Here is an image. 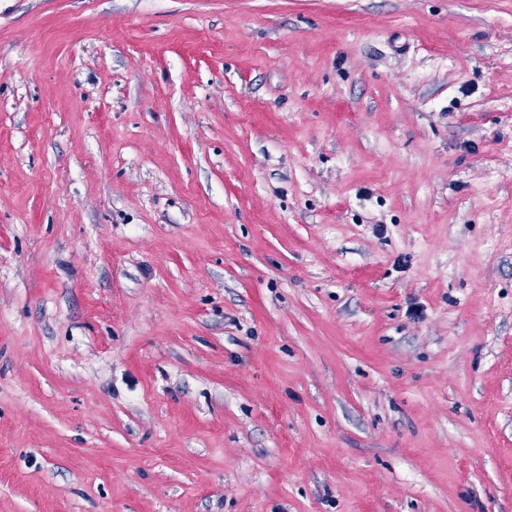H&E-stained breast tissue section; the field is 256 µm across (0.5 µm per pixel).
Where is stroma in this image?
Here are the masks:
<instances>
[{
    "label": "stroma",
    "mask_w": 512,
    "mask_h": 512,
    "mask_svg": "<svg viewBox=\"0 0 512 512\" xmlns=\"http://www.w3.org/2000/svg\"><path fill=\"white\" fill-rule=\"evenodd\" d=\"M0 512H512V0H0Z\"/></svg>",
    "instance_id": "35a3bbf8"
}]
</instances>
